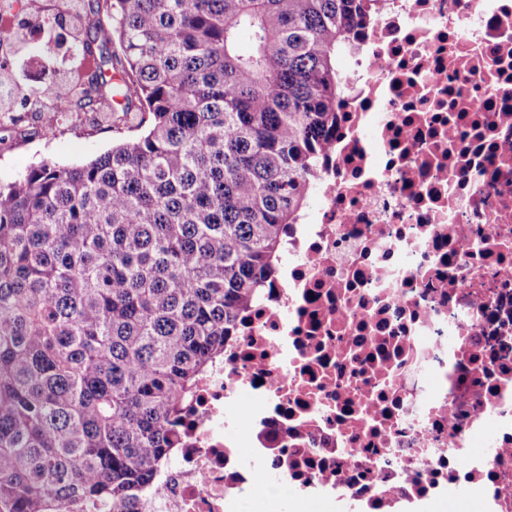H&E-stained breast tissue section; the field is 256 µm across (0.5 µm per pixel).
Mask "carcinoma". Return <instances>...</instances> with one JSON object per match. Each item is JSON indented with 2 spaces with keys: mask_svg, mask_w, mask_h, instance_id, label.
Returning a JSON list of instances; mask_svg holds the SVG:
<instances>
[{
  "mask_svg": "<svg viewBox=\"0 0 512 512\" xmlns=\"http://www.w3.org/2000/svg\"><path fill=\"white\" fill-rule=\"evenodd\" d=\"M104 2L72 31L95 70L71 103L139 134L0 185V512H135L154 489L183 403L277 276L336 134V56L375 7Z\"/></svg>",
  "mask_w": 512,
  "mask_h": 512,
  "instance_id": "obj_1",
  "label": "carcinoma"
}]
</instances>
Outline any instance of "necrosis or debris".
I'll use <instances>...</instances> for the list:
<instances>
[{
  "instance_id": "necrosis-or-debris-1",
  "label": "necrosis or debris",
  "mask_w": 512,
  "mask_h": 512,
  "mask_svg": "<svg viewBox=\"0 0 512 512\" xmlns=\"http://www.w3.org/2000/svg\"><path fill=\"white\" fill-rule=\"evenodd\" d=\"M346 76L319 206L138 512H512V0H379ZM438 507L433 512H479L478 504L457 489H448L436 499Z\"/></svg>"
}]
</instances>
